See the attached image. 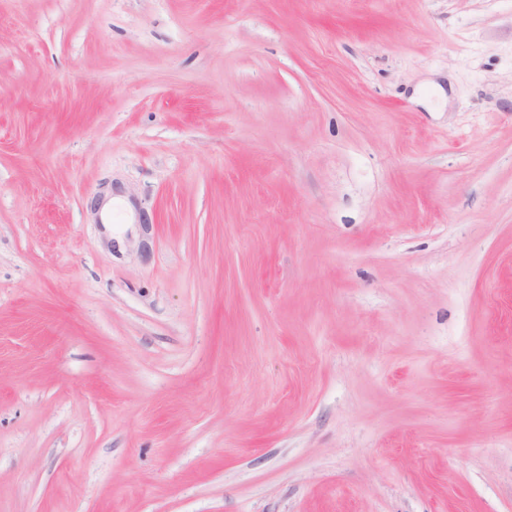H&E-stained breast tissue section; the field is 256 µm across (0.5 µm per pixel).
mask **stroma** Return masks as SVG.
<instances>
[{
    "mask_svg": "<svg viewBox=\"0 0 512 512\" xmlns=\"http://www.w3.org/2000/svg\"><path fill=\"white\" fill-rule=\"evenodd\" d=\"M0 512H512V0H0Z\"/></svg>",
    "mask_w": 512,
    "mask_h": 512,
    "instance_id": "35a3bbf8",
    "label": "stroma"
}]
</instances>
